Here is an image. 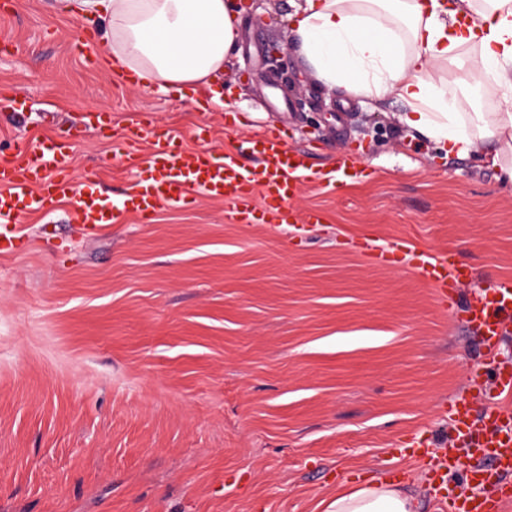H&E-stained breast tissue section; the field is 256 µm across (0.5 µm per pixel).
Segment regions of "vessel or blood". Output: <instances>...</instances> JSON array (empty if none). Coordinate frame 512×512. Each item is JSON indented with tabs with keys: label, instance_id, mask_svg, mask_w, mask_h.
I'll list each match as a JSON object with an SVG mask.
<instances>
[{
	"label": "vessel or blood",
	"instance_id": "vessel-or-blood-1",
	"mask_svg": "<svg viewBox=\"0 0 512 512\" xmlns=\"http://www.w3.org/2000/svg\"><path fill=\"white\" fill-rule=\"evenodd\" d=\"M112 134V117L93 112L89 128L73 127L63 135L22 140L15 152L0 157V254L16 250L21 212L42 211L50 204L75 199L71 221L93 233L126 215L151 219L163 204L183 207L198 197L220 200L230 221L250 224H318L317 211L297 213L292 198L302 186L335 187L337 181L368 178L369 170L355 155L337 157L335 168L316 171L305 152L288 148L275 128L249 137L244 146L222 152L203 147L209 128L199 125L197 148L183 145L172 131L140 122L130 127L128 146L138 148L129 168L132 183L119 200L79 187L71 172L72 152L87 130ZM248 150L257 164L240 160ZM414 269L458 307L482 344L484 372L479 381L448 404L452 422L450 447L434 450L427 443L396 449L397 458L424 468L439 512H507L512 507V370L497 360L505 332L512 325V279L471 289L472 272L445 250L418 252Z\"/></svg>",
	"mask_w": 512,
	"mask_h": 512
}]
</instances>
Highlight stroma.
Returning <instances> with one entry per match:
<instances>
[{
  "mask_svg": "<svg viewBox=\"0 0 512 512\" xmlns=\"http://www.w3.org/2000/svg\"><path fill=\"white\" fill-rule=\"evenodd\" d=\"M223 109L111 75L86 17L57 0H0V153L57 137L88 111L111 137L73 153L85 189L131 184L121 137L144 118L223 151L269 125L313 169L355 152L369 179L302 187L320 224L229 223L222 203L159 206L89 235L73 201L22 212L20 252L0 255V512H325L338 490L399 479L438 512L421 473L391 457L411 435L449 443L444 405L481 371L479 338L417 273L358 248L450 251L475 286L512 279V188L489 144L445 155L400 121L404 104L317 81L289 39L287 0H241ZM462 112H492L479 51L464 48Z\"/></svg>",
  "mask_w": 512,
  "mask_h": 512,
  "instance_id": "stroma-1",
  "label": "stroma"
}]
</instances>
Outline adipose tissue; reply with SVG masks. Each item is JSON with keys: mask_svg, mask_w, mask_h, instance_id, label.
I'll return each instance as SVG.
<instances>
[{"mask_svg": "<svg viewBox=\"0 0 512 512\" xmlns=\"http://www.w3.org/2000/svg\"><path fill=\"white\" fill-rule=\"evenodd\" d=\"M97 11V48L116 76L144 86L211 90L236 48L234 0H81ZM62 0V12L72 11ZM292 45L318 81L361 97L392 96L403 123L450 154L488 140L487 159L512 185V0H298L288 15ZM480 50L486 94L499 112H458L457 89L437 80L466 74L463 47ZM401 485L372 479L337 492L326 512H418Z\"/></svg>", "mask_w": 512, "mask_h": 512, "instance_id": "obj_1", "label": "adipose tissue"}]
</instances>
